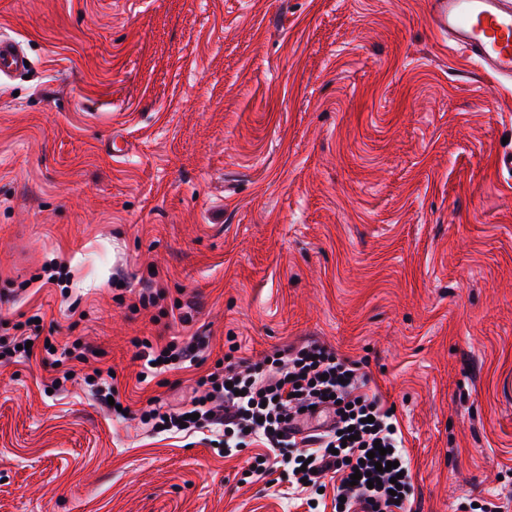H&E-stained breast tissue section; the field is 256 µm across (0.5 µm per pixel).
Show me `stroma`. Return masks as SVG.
I'll use <instances>...</instances> for the list:
<instances>
[{
    "instance_id": "1",
    "label": "stroma",
    "mask_w": 512,
    "mask_h": 512,
    "mask_svg": "<svg viewBox=\"0 0 512 512\" xmlns=\"http://www.w3.org/2000/svg\"><path fill=\"white\" fill-rule=\"evenodd\" d=\"M428 11L0 0L31 62L0 77V334L37 315L93 351L56 392L43 351L0 362V512H335L338 477L259 480L262 443L138 417L188 406L230 343L251 364L310 340L393 409L412 512H512V83ZM173 336L205 363L140 381L135 340ZM108 379L113 380L112 371H106V377H104V371L101 369H93L91 374H86L85 381L87 385L92 387L96 394L100 397L101 401L110 409H112V413L117 416H124L123 411L129 412L127 406H124L120 401L118 391L115 389L113 383H110ZM112 396L114 399V405L108 404V397ZM117 405L122 407V412L117 410Z\"/></svg>"
}]
</instances>
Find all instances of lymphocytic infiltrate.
<instances>
[{
    "mask_svg": "<svg viewBox=\"0 0 512 512\" xmlns=\"http://www.w3.org/2000/svg\"><path fill=\"white\" fill-rule=\"evenodd\" d=\"M137 359L147 373L157 368L182 369L202 363L198 345L170 339L165 343L139 342ZM202 397L194 399L189 411L165 412L156 400L141 409L140 419L153 429L178 432L181 429L220 426L224 429V452L242 450L247 436L262 440L277 466L254 462L252 473L264 478L280 473L289 482L317 485L328 472L346 471L336 488L345 508L360 503L370 512H406L411 482L401 451V439L393 428L392 414L376 396L363 393L357 363L339 359L322 344L310 341L290 347L268 358L263 366L246 371L233 366L218 367L198 380ZM329 407L334 421L315 437L311 454L296 452L297 441L290 424L310 407ZM355 437L343 441L344 431ZM388 449V461L397 463L401 473L399 489H392L391 472L379 473L377 485L366 480L350 483L353 471L375 470L368 453L374 446ZM376 471V470H375Z\"/></svg>",
    "mask_w": 512,
    "mask_h": 512,
    "instance_id": "1",
    "label": "lymphocytic infiltrate"
}]
</instances>
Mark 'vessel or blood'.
<instances>
[{
    "label": "vessel or blood",
    "instance_id": "vessel-or-blood-1",
    "mask_svg": "<svg viewBox=\"0 0 512 512\" xmlns=\"http://www.w3.org/2000/svg\"><path fill=\"white\" fill-rule=\"evenodd\" d=\"M429 23L489 75L512 81V0H429ZM25 56L0 39V73H26Z\"/></svg>",
    "mask_w": 512,
    "mask_h": 512
}]
</instances>
